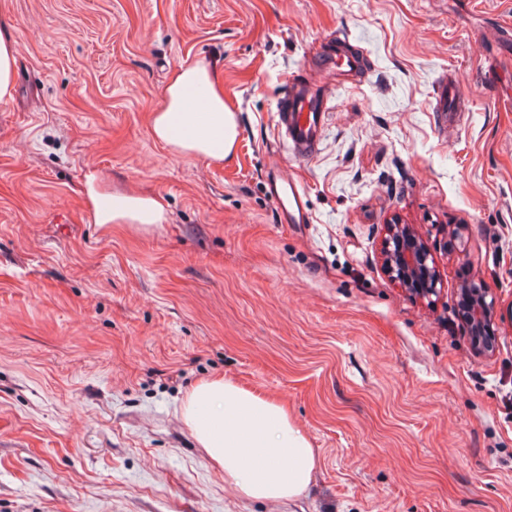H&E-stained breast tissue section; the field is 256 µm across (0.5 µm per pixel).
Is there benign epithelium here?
Returning <instances> with one entry per match:
<instances>
[{
	"label": "benign epithelium",
	"instance_id": "1",
	"mask_svg": "<svg viewBox=\"0 0 512 512\" xmlns=\"http://www.w3.org/2000/svg\"><path fill=\"white\" fill-rule=\"evenodd\" d=\"M384 267L388 275L410 292L424 297L438 294L439 276L427 244L407 224H389L383 242ZM497 299L483 285L476 289L472 318L468 322L474 345L493 351Z\"/></svg>",
	"mask_w": 512,
	"mask_h": 512
}]
</instances>
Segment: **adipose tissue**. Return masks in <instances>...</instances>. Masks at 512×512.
I'll return each instance as SVG.
<instances>
[{
  "mask_svg": "<svg viewBox=\"0 0 512 512\" xmlns=\"http://www.w3.org/2000/svg\"><path fill=\"white\" fill-rule=\"evenodd\" d=\"M230 115L213 68L200 60L184 61L174 69L162 102L151 115V126L155 138L177 153L218 163L234 150ZM81 192L94 223L100 225L128 224L145 230L167 220L158 199L112 191L96 171L87 174ZM182 419L239 497L292 500L308 491L317 456L283 404L232 380L215 378L191 390Z\"/></svg>",
  "mask_w": 512,
  "mask_h": 512,
  "instance_id": "1",
  "label": "adipose tissue"
}]
</instances>
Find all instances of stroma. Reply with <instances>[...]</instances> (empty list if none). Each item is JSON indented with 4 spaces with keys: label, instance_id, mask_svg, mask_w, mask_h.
<instances>
[{
    "label": "stroma",
    "instance_id": "stroma-1",
    "mask_svg": "<svg viewBox=\"0 0 512 512\" xmlns=\"http://www.w3.org/2000/svg\"><path fill=\"white\" fill-rule=\"evenodd\" d=\"M0 17V512H512V0H0ZM330 45L362 68H318ZM188 59L238 114L221 164L151 131ZM448 73L472 100L452 130ZM294 76L331 93L297 160L274 122ZM91 169L166 223H92ZM274 174L312 223H281ZM393 223L429 244L435 300L385 273ZM464 280L499 300L494 353L467 334ZM223 376L307 433L305 496L239 498L198 447L182 404ZM14 51V42L9 28L0 21V102L12 96Z\"/></svg>",
    "mask_w": 512,
    "mask_h": 512
}]
</instances>
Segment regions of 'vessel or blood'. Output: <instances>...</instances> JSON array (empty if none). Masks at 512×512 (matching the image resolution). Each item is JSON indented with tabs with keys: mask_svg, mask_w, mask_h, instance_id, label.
<instances>
[{
	"mask_svg": "<svg viewBox=\"0 0 512 512\" xmlns=\"http://www.w3.org/2000/svg\"><path fill=\"white\" fill-rule=\"evenodd\" d=\"M317 63L323 70L343 73L344 69L357 66L359 58L354 54L338 55L334 50H323ZM325 93L300 79H291L286 93L277 105L276 128L286 141L293 158L315 155L320 144L321 122L327 109ZM469 108V97L461 88L459 78L440 79L436 95V110L453 114ZM269 193L278 205L281 223L307 224L310 214L305 205V190L295 182L276 178L269 185Z\"/></svg>",
	"mask_w": 512,
	"mask_h": 512,
	"instance_id": "1",
	"label": "vessel or blood"
}]
</instances>
